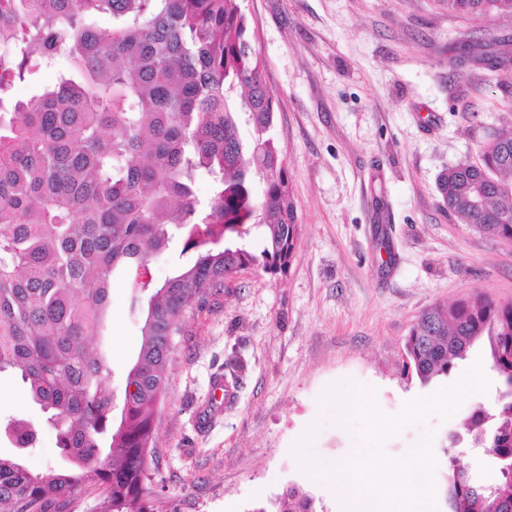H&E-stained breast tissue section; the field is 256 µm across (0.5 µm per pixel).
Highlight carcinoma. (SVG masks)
Wrapping results in <instances>:
<instances>
[{
    "instance_id": "1",
    "label": "carcinoma",
    "mask_w": 512,
    "mask_h": 512,
    "mask_svg": "<svg viewBox=\"0 0 512 512\" xmlns=\"http://www.w3.org/2000/svg\"><path fill=\"white\" fill-rule=\"evenodd\" d=\"M443 2L451 16H512V0ZM0 44V112L13 111L0 122V374L20 381L66 461L28 469L37 431L9 420L16 452L0 454V512H65L77 492L100 512H157L146 460L183 312L241 269L286 275L301 231L248 18L241 0H0ZM64 46L55 85L12 101L13 84ZM492 170L512 173V136L489 133L479 161L448 168L438 189L448 213L511 242L512 183L486 181ZM203 174L213 181L205 206ZM176 242L191 259L153 284L151 259ZM116 273L129 278L127 312L143 336L119 402L92 344ZM484 336L512 386V303L485 294L425 309L403 370L428 386ZM468 433L495 477L450 465L448 512H512V399L491 418L476 409ZM252 512L318 510L291 485Z\"/></svg>"
}]
</instances>
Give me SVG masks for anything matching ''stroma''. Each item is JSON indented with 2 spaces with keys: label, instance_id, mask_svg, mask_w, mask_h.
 I'll return each instance as SVG.
<instances>
[{
  "label": "stroma",
  "instance_id": "35a3bbf8",
  "mask_svg": "<svg viewBox=\"0 0 512 512\" xmlns=\"http://www.w3.org/2000/svg\"><path fill=\"white\" fill-rule=\"evenodd\" d=\"M274 99L301 232L286 276L249 267L193 301L154 417L148 485L162 512H250L291 484L345 512L373 471L446 512L443 453L503 387L480 341L429 386L402 369L422 311L476 292L512 301V242L450 216L448 167L512 126V16L456 17L441 0H242ZM129 284L112 277L98 345L120 391L141 342ZM224 390H213L215 379ZM38 432L26 466L61 463L18 380L0 416ZM428 465L415 467L414 449Z\"/></svg>",
  "mask_w": 512,
  "mask_h": 512
}]
</instances>
